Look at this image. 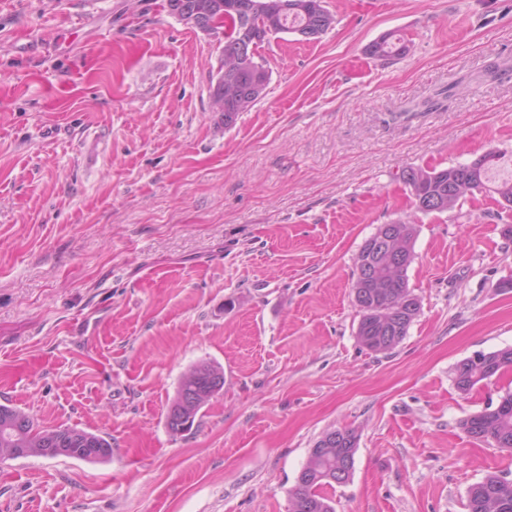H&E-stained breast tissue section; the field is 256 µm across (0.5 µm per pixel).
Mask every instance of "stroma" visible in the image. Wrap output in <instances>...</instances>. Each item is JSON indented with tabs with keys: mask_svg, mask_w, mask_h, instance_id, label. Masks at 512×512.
Instances as JSON below:
<instances>
[{
	"mask_svg": "<svg viewBox=\"0 0 512 512\" xmlns=\"http://www.w3.org/2000/svg\"><path fill=\"white\" fill-rule=\"evenodd\" d=\"M334 26L257 50L263 97L211 109L224 36L167 0H0V405L101 435L112 458L0 461V512H288L327 431L358 436L335 512H467L512 453L461 423L454 369L512 348V210H416L402 169L512 153V0H324ZM399 59L373 57L386 35ZM416 227L420 312L375 353L353 273ZM224 387L166 413L195 365ZM219 380H221L223 387L224 371L220 367L207 362L194 366L184 376L166 414V424L172 433H180L191 429L200 410L213 398V396L208 397L207 394L214 385L219 383ZM191 395H196L199 399L196 400ZM173 405L181 408L182 412L172 416L170 409ZM182 417H185V419L181 420ZM190 418L191 420H189Z\"/></svg>",
	"mask_w": 512,
	"mask_h": 512,
	"instance_id": "1",
	"label": "stroma"
}]
</instances>
